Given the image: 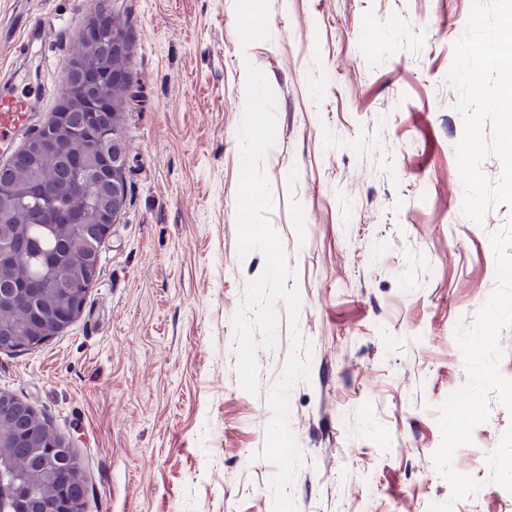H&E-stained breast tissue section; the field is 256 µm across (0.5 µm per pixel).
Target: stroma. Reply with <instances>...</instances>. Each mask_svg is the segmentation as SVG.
<instances>
[{"mask_svg": "<svg viewBox=\"0 0 512 512\" xmlns=\"http://www.w3.org/2000/svg\"><path fill=\"white\" fill-rule=\"evenodd\" d=\"M129 34V197L75 322L0 352L11 392L74 443L83 512H272L267 403L292 353L298 512H512V205L463 211L449 83L473 0H106ZM97 12L0 0V88L58 83ZM37 60L13 45L28 19ZM276 97L267 220L301 300L240 383L247 66ZM304 345L294 349V336ZM467 412L469 435L451 432Z\"/></svg>", "mask_w": 512, "mask_h": 512, "instance_id": "35a3bbf8", "label": "stroma"}]
</instances>
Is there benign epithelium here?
<instances>
[{
  "mask_svg": "<svg viewBox=\"0 0 512 512\" xmlns=\"http://www.w3.org/2000/svg\"><path fill=\"white\" fill-rule=\"evenodd\" d=\"M83 50L68 59L63 67L65 89L63 102L45 122L39 135L26 141L27 154H58L64 157V169L53 183L32 186V196L47 205H57L64 196L83 193L88 178L102 184L104 199L72 217V226L90 233L73 238L76 249L87 253L91 263L78 277L65 269H46L42 276L47 287L61 293L60 307L42 310L31 336L22 348H36L67 329L79 316L83 292L93 284L99 258L97 243L106 240L127 204V174L130 154L124 146L119 120L126 103V88L131 76L119 61L128 50L124 28H106L94 22L82 36ZM20 256L18 245L0 236V271L11 267ZM19 440L30 453L45 459L46 470L55 488L54 498L43 505V512H77L72 486L82 483L72 441L52 439L27 427L20 429ZM0 495L14 502L26 499L25 486L0 474Z\"/></svg>",
  "mask_w": 512,
  "mask_h": 512,
  "instance_id": "obj_1",
  "label": "benign epithelium"
}]
</instances>
